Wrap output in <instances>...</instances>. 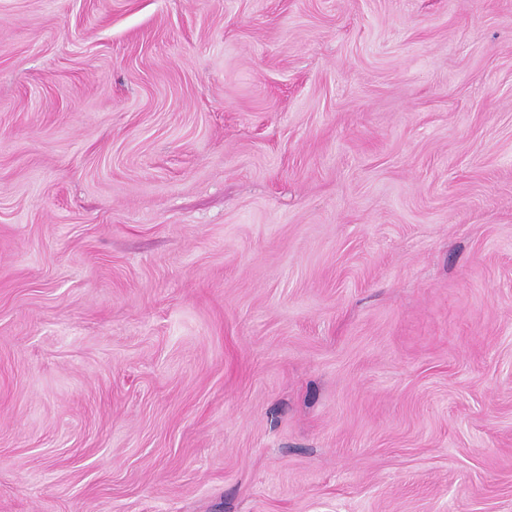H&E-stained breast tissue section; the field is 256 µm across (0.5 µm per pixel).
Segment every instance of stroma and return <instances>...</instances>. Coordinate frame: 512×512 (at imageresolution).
<instances>
[{
	"instance_id": "35a3bbf8",
	"label": "stroma",
	"mask_w": 512,
	"mask_h": 512,
	"mask_svg": "<svg viewBox=\"0 0 512 512\" xmlns=\"http://www.w3.org/2000/svg\"><path fill=\"white\" fill-rule=\"evenodd\" d=\"M0 512H512V0H0Z\"/></svg>"
}]
</instances>
